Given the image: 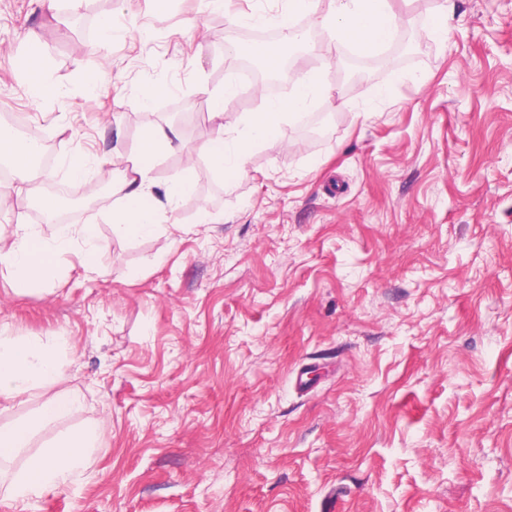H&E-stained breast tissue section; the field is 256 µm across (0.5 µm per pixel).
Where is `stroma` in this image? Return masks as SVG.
<instances>
[{"label": "stroma", "instance_id": "35a3bbf8", "mask_svg": "<svg viewBox=\"0 0 512 512\" xmlns=\"http://www.w3.org/2000/svg\"><path fill=\"white\" fill-rule=\"evenodd\" d=\"M109 19L89 38L42 0H0V122L22 117L53 163L29 186L25 223L58 237L39 202L78 188L74 157L104 176L114 142L172 124L162 186L195 183L172 218L112 233V197L79 206L99 269L78 249L16 296L0 271V334L55 346L65 381L0 405V426L58 393L77 413L39 429L37 454L103 423L67 487L7 512H512V0H393L392 55L289 53L274 76L314 73L344 105L315 101L256 145L228 183L201 147L206 92L240 71L224 35L276 26L284 0H82ZM195 27H187V20ZM44 38L54 94L27 91V37ZM108 40V60L92 52ZM207 201L219 224L199 221ZM303 376L306 390L295 385ZM74 234L81 238L85 245L84 250L80 253L82 267L88 272H94L97 268L98 253L95 226L92 224L77 225Z\"/></svg>", "mask_w": 512, "mask_h": 512}]
</instances>
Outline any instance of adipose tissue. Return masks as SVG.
<instances>
[{
  "label": "adipose tissue",
  "instance_id": "adipose-tissue-1",
  "mask_svg": "<svg viewBox=\"0 0 512 512\" xmlns=\"http://www.w3.org/2000/svg\"><path fill=\"white\" fill-rule=\"evenodd\" d=\"M318 23L325 30L326 38L316 50L329 57L347 43L372 47L390 41L400 19L392 0H329L325 13L318 15ZM233 91V86L229 85L224 90L209 93L213 135L202 149L211 170L230 181L246 175V160L252 146L273 139L287 114L306 108L318 96L327 106L337 104L316 77L301 75L290 96L266 100L260 111L250 113L244 120L245 134L239 137L224 123V98ZM183 148V137L177 128L155 126L146 131L136 154L112 153L111 161L117 169V177L112 182L114 236L124 238L151 231L166 212L174 211L178 196L193 192L194 182L189 178L164 193L156 191L153 171L157 159ZM35 152L32 140L19 138L10 129H0V157L11 162V179L0 185L1 209H23L26 187L45 177V170L32 161ZM70 246V240L46 238L26 224L16 225L9 232L1 230L0 267L10 273L13 292L28 294L34 281L50 271ZM64 373L57 351L42 340L0 336V399L27 396L38 388L59 382ZM80 406L78 395L59 394L47 400L32 420L1 426L0 460L16 457L23 448L29 447L39 427L74 413ZM98 434L97 425L86 426L60 437L43 453L30 457L10 479L7 495L24 501L69 485L83 469Z\"/></svg>",
  "mask_w": 512,
  "mask_h": 512
}]
</instances>
